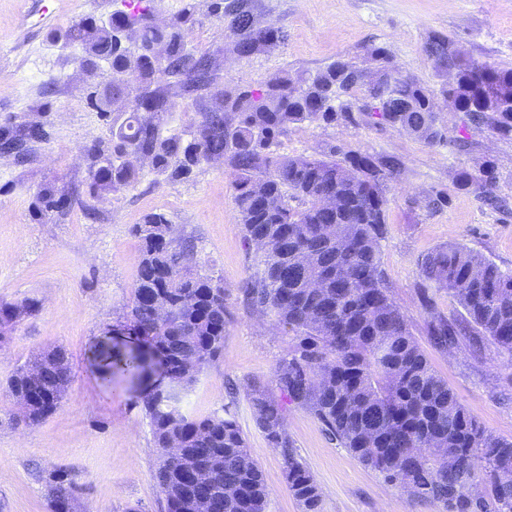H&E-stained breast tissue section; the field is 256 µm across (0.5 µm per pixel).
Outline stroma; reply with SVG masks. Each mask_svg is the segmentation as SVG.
I'll return each mask as SVG.
<instances>
[{"label": "stroma", "mask_w": 512, "mask_h": 512, "mask_svg": "<svg viewBox=\"0 0 512 512\" xmlns=\"http://www.w3.org/2000/svg\"><path fill=\"white\" fill-rule=\"evenodd\" d=\"M196 22L190 46L207 54L220 85L260 87L276 71L309 75L337 58L375 69L367 54L383 47L393 64L425 86L441 78L424 50L429 35H448L468 60L512 68V0H248L263 25L281 28L285 44L251 58L226 52L231 33L218 0H191ZM124 0H0V128L39 125L45 140L30 143L25 161L0 157V305L39 302L0 345V512H48V475L62 469L83 485V512H166L154 479L159 454L141 400L152 380L120 377L101 381L110 359L138 348L128 327L140 241L132 233L151 213L164 214L174 237L193 238L190 273H205L224 286L227 327L224 354L205 367L184 394L181 407L200 418L228 408L247 439L250 458L270 491L266 512H301L290 494L285 459L255 429L245 395L249 383L271 384L274 369L292 342L270 330L243 301L241 286L257 269L235 217L230 170L202 163L190 178L155 179L146 173L122 192L90 194L89 148L112 139L113 113L100 111L99 86L112 76L100 61L84 74L82 45L63 41L71 25L112 23ZM170 103L165 132L190 135L212 100L208 90L185 93L177 79L162 81ZM449 138L464 136L474 147H431L390 127L292 128L278 149L284 156L368 150L401 158L386 189L388 234L380 257L411 332L435 370L489 433L512 440V355L490 341L463 345L454 355L433 348L420 306L417 262L448 244H462L512 271V211L483 206L456 180L459 169L493 168L500 194L512 198V140L472 126L464 113L446 112ZM52 187L67 209L42 215L37 193ZM441 208L427 206L435 194ZM64 349L70 381L58 409L40 424L21 429L6 381L33 356ZM288 437L297 460L322 490L321 512H445L443 505L410 496L361 465L306 408L286 406Z\"/></svg>", "instance_id": "35a3bbf8"}]
</instances>
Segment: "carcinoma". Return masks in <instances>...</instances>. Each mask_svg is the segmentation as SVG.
I'll return each instance as SVG.
<instances>
[{"label": "carcinoma", "mask_w": 512, "mask_h": 512, "mask_svg": "<svg viewBox=\"0 0 512 512\" xmlns=\"http://www.w3.org/2000/svg\"><path fill=\"white\" fill-rule=\"evenodd\" d=\"M152 9V0H135L113 14L110 33L85 23L65 32L69 41L112 61V101L101 106L127 103L112 148L99 143L89 150L93 192L103 196L132 186L143 156L151 172L171 181L190 177L203 162L224 160L245 241L260 254L261 269L242 292L254 311L273 315L272 330L293 333L291 350L273 372L275 388L312 412L360 464L411 496L438 502L446 512H512V441L483 429L433 368L381 267L380 245L388 233L385 189L401 160L360 149L340 160L334 147L319 155L281 156L274 150L293 127H357L363 120L395 127L430 147L451 142L468 151L472 143L448 140L431 111L434 98L448 94L454 111L465 113L473 126L512 138V104L500 107L512 95V70L468 62L452 39L434 33L424 49L443 76L436 90L401 73L382 48L371 50L380 62L381 79L374 85L357 77L355 64L338 59L307 77L280 70L258 89L226 90L217 84L209 58L188 48V26L195 24L190 9L183 7L164 27L148 21ZM220 9L233 33L228 52L250 57L284 39L255 20L248 0L222 2ZM131 44L142 52L131 51ZM164 77L179 78L189 91L212 90L213 105L189 139L163 134L164 116L172 109L159 91ZM104 154L116 160L110 169L98 166ZM457 180L466 189L477 185L484 204L507 207L496 194L493 172L461 170ZM60 200L53 188H43L39 211L59 210ZM133 231L141 251L128 319L168 372L178 375L188 362L200 370L223 352L224 287L207 275L175 278L195 246L189 238L175 239L163 214L147 215ZM418 267L425 282L447 291L462 308L448 318L437 311L429 289L421 290L435 349L453 353L465 340L487 339L512 353V273L460 244L438 248ZM162 300L169 308L163 318ZM16 315L17 307L0 305L1 336L12 330ZM143 369L142 353H133L104 380ZM29 382L20 367L8 390L26 391ZM68 382L67 365L39 372L30 425L57 410ZM247 397L255 426L281 449L291 495L302 512H320L321 489L295 460L283 404L257 382L247 386ZM143 407L159 453L155 479L167 512H192L189 503L199 495L214 512H266L269 490L235 416L189 417L158 388ZM172 440L182 443L187 459L210 471L207 485L192 483L180 465L167 461L164 450ZM46 487L50 512H62L63 500L82 491L64 470L50 475Z\"/></svg>", "instance_id": "carcinoma-1"}]
</instances>
